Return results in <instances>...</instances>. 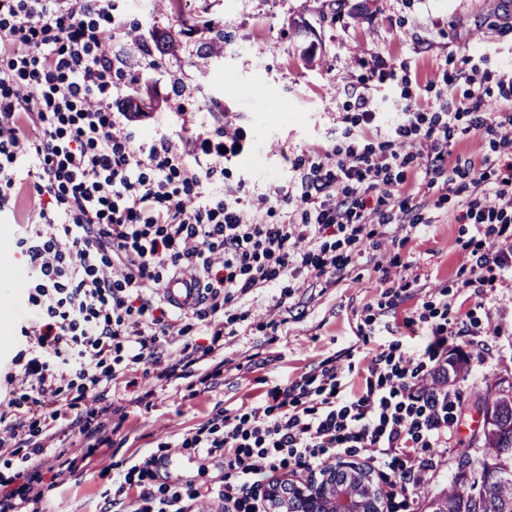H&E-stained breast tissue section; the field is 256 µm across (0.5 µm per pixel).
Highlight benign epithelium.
I'll list each match as a JSON object with an SVG mask.
<instances>
[{
  "label": "benign epithelium",
  "mask_w": 512,
  "mask_h": 512,
  "mask_svg": "<svg viewBox=\"0 0 512 512\" xmlns=\"http://www.w3.org/2000/svg\"><path fill=\"white\" fill-rule=\"evenodd\" d=\"M335 471L333 464L309 480L274 476L262 488L266 512H294L291 502L296 498L310 505L308 512H382L381 497L373 479L338 486Z\"/></svg>",
  "instance_id": "1"
}]
</instances>
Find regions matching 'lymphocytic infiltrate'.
<instances>
[{
    "label": "lymphocytic infiltrate",
    "instance_id": "obj_1",
    "mask_svg": "<svg viewBox=\"0 0 512 512\" xmlns=\"http://www.w3.org/2000/svg\"><path fill=\"white\" fill-rule=\"evenodd\" d=\"M112 0H0V212L32 180V232L17 240L34 277L35 311L21 332L32 356L22 384L28 411L59 419L68 374L96 391L101 367L132 350L162 378L212 358L184 344L182 315L153 303L157 285L188 273L203 300L191 313L210 336L225 335L233 304L279 282L333 286L366 251L396 243L436 213L484 228L464 243L466 288H512V58L480 52L438 69L435 102L411 100L406 64L360 61L349 110L328 147L295 157L294 178L257 198L224 184L225 165L247 152L234 122L198 133L190 150L167 138L141 140L133 87L112 82ZM400 87L405 106L381 111L372 87ZM479 140L480 155L458 152ZM426 332L416 354L377 346L361 374L323 366L236 412H217L177 448L224 459V479L199 491L158 480L161 458L139 459L113 483L118 512H264L261 489L281 471H324L344 455L365 456L402 493L424 483L453 437L448 339L472 335L448 320V300L423 302L404 320ZM136 498H129L130 488Z\"/></svg>",
    "mask_w": 512,
    "mask_h": 512
}]
</instances>
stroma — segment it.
Wrapping results in <instances>:
<instances>
[{"label": "stroma", "instance_id": "1", "mask_svg": "<svg viewBox=\"0 0 512 512\" xmlns=\"http://www.w3.org/2000/svg\"><path fill=\"white\" fill-rule=\"evenodd\" d=\"M112 25L119 31L137 29L147 42L157 31L179 36L177 54L150 68L128 41L113 47L123 61L122 81L133 82L144 105L143 138L168 135L179 143L233 120L245 128L254 148L228 163L224 183L233 188L245 183L254 194L272 184L287 185L291 157L334 140L347 107L344 90L355 83L359 61L392 58L423 79L478 47L492 57L512 54V8L503 0H180L176 11L159 8L157 0H113ZM203 43L216 51L206 69L190 63ZM27 232L11 216L0 217V235L9 242L0 251V266L9 269L13 281L0 292V306L9 312L8 324L0 326V402L20 404L25 391L7 375L14 359L28 350L21 333L30 309L28 257L15 245ZM475 233L473 225L442 216L399 248L402 262L419 275V286L375 337L384 344L402 342L409 352L424 347L428 336L407 335L403 320L428 295L444 289L451 316L480 325L493 350L485 357L477 346L448 340V356L460 368L448 382L458 396L453 437L432 481L417 490L414 512H422L425 501L447 486L462 453L479 457L478 390L500 379L512 381V288L496 289L489 298L458 280L466 256L456 242ZM387 287L383 272L363 257L336 287L313 279L293 289L284 308H274L281 295L272 289L264 308L250 307L247 318L236 322V335L215 341L205 336L200 321H192L186 342L218 343L214 360L186 367L181 378L169 380L158 379V367L122 360L105 399L112 408L103 415L101 402L82 394L80 380L63 385L60 406L75 408L88 428L104 427L106 442L90 447L67 421L28 415L27 431L68 449L77 467L57 484L51 471H26L27 446L2 452L0 496L9 495L23 512H100L113 477L138 457L161 455L162 444L195 431L217 411L257 401L275 385L312 373L327 358H361L364 344L357 327L368 318L363 307ZM176 458L177 467L168 471L173 483L200 487L224 473L218 458L189 450ZM32 486L45 490L34 505L26 501Z\"/></svg>", "mask_w": 512, "mask_h": 512}]
</instances>
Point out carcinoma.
<instances>
[{
	"instance_id": "1",
	"label": "carcinoma",
	"mask_w": 512,
	"mask_h": 512,
	"mask_svg": "<svg viewBox=\"0 0 512 512\" xmlns=\"http://www.w3.org/2000/svg\"><path fill=\"white\" fill-rule=\"evenodd\" d=\"M165 56L177 51L172 34L154 41ZM496 382L480 394L486 411L480 432L481 458L468 470H458L448 488L427 504L429 512H512V388Z\"/></svg>"
}]
</instances>
